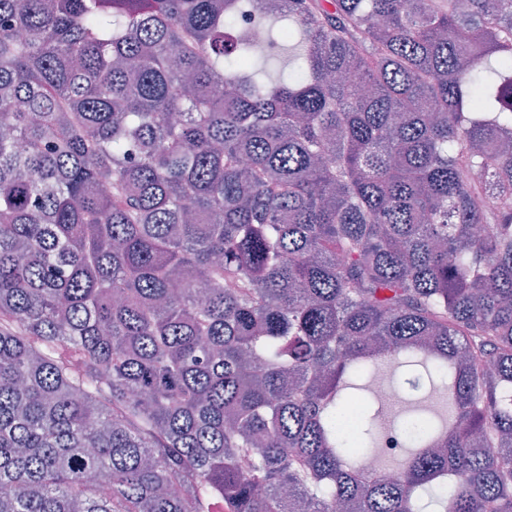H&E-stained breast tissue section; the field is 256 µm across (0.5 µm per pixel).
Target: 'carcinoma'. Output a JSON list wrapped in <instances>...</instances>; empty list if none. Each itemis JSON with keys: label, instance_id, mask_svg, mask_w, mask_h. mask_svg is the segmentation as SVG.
I'll return each instance as SVG.
<instances>
[{"label": "carcinoma", "instance_id": "1", "mask_svg": "<svg viewBox=\"0 0 512 512\" xmlns=\"http://www.w3.org/2000/svg\"><path fill=\"white\" fill-rule=\"evenodd\" d=\"M507 195L512 0H0V512H512Z\"/></svg>", "mask_w": 512, "mask_h": 512}]
</instances>
